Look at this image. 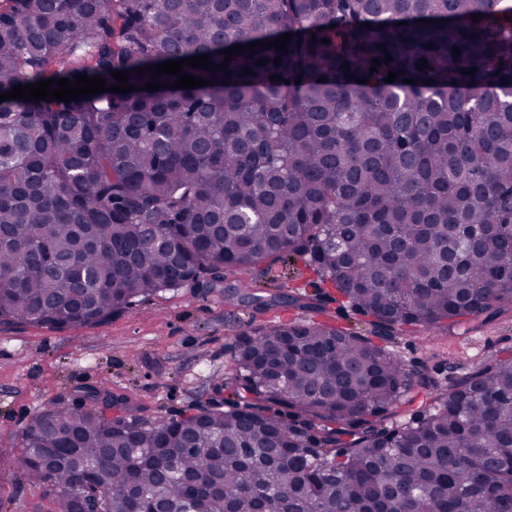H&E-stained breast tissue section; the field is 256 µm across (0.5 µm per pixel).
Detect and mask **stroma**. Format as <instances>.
Listing matches in <instances>:
<instances>
[{"instance_id":"35a3bbf8","label":"stroma","mask_w":512,"mask_h":512,"mask_svg":"<svg viewBox=\"0 0 512 512\" xmlns=\"http://www.w3.org/2000/svg\"><path fill=\"white\" fill-rule=\"evenodd\" d=\"M242 278L285 296L309 289L315 276L298 260L274 266L269 274L256 268ZM263 318L323 321L368 332L362 315L336 302L321 313L279 303ZM249 322V308L225 303L222 290L202 278L135 302L93 326L0 325V455H19L21 433L37 410L61 398L73 400L87 387L124 396L139 415L153 421L223 406L236 375L230 347ZM393 347L408 369L427 365L444 386L492 355H512V311L469 330L405 332ZM51 507L50 496L23 482L17 471L0 472V512H50Z\"/></svg>"}]
</instances>
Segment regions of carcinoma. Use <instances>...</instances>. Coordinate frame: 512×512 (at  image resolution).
Instances as JSON below:
<instances>
[{
    "instance_id": "cac0c4a2",
    "label": "carcinoma",
    "mask_w": 512,
    "mask_h": 512,
    "mask_svg": "<svg viewBox=\"0 0 512 512\" xmlns=\"http://www.w3.org/2000/svg\"><path fill=\"white\" fill-rule=\"evenodd\" d=\"M286 33L288 52L262 49ZM195 55L230 76L0 102V323L97 325L203 274L303 258L369 335L254 323L224 408L151 422L118 395L54 403L0 470L51 512L95 497L86 468L110 486L101 512H255L260 495L269 512H512V356L389 426L434 382L375 342L512 309V0H0V92ZM224 300L268 308L232 285Z\"/></svg>"
}]
</instances>
